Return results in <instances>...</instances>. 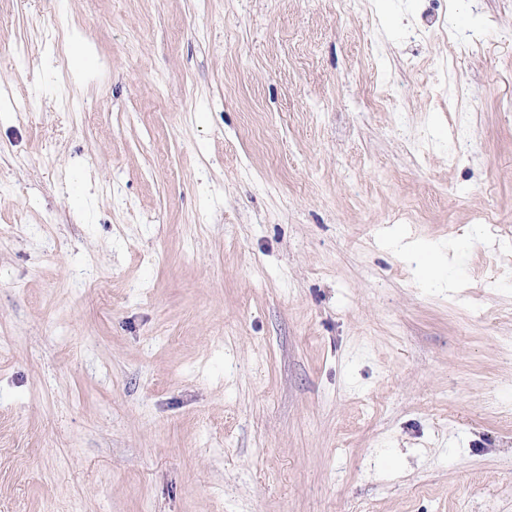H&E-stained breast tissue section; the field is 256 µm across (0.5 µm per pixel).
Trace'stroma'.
Segmentation results:
<instances>
[{
    "instance_id": "stroma-1",
    "label": "stroma",
    "mask_w": 512,
    "mask_h": 512,
    "mask_svg": "<svg viewBox=\"0 0 512 512\" xmlns=\"http://www.w3.org/2000/svg\"><path fill=\"white\" fill-rule=\"evenodd\" d=\"M0 512H512V0H0Z\"/></svg>"
}]
</instances>
